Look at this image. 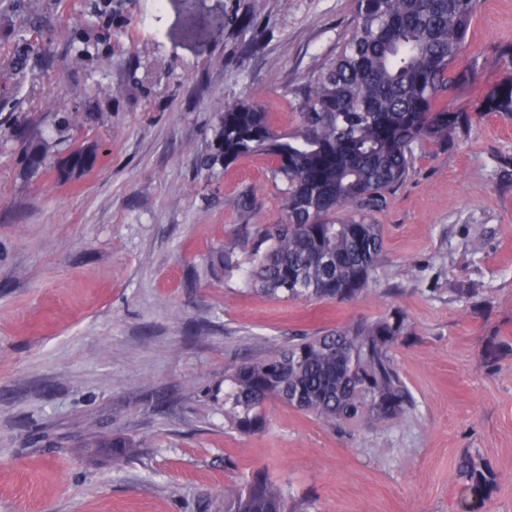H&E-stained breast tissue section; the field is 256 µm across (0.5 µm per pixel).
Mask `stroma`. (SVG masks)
I'll list each match as a JSON object with an SVG mask.
<instances>
[{
    "label": "stroma",
    "instance_id": "35a3bbf8",
    "mask_svg": "<svg viewBox=\"0 0 512 512\" xmlns=\"http://www.w3.org/2000/svg\"><path fill=\"white\" fill-rule=\"evenodd\" d=\"M355 22V0H0V512H223L258 469L316 512H457L467 453L497 475L481 512H512V117L417 151L373 213L365 298H269L245 250L224 274L225 246L284 215L269 157L197 171L216 113L247 96L289 131ZM507 44L512 0H481L459 60L478 80L444 105L512 79ZM74 112L59 152L96 147V165L29 167L28 135ZM396 308L412 417L339 431L271 402L262 432L230 428L231 365ZM114 437L135 443L119 469L97 445Z\"/></svg>",
    "mask_w": 512,
    "mask_h": 512
}]
</instances>
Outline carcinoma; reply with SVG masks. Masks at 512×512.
Returning <instances> with one entry per match:
<instances>
[{
    "mask_svg": "<svg viewBox=\"0 0 512 512\" xmlns=\"http://www.w3.org/2000/svg\"><path fill=\"white\" fill-rule=\"evenodd\" d=\"M478 0H357V24L327 65L298 89V119L287 133L248 99L224 104L209 152L210 171L258 154L275 161L271 182L286 216L251 248L248 284L272 298L354 302L370 290L382 264L383 230L372 212L410 173L426 143L446 147L466 132L474 114L512 116V81L483 97L475 112L438 106L454 86L473 80L459 70ZM80 127L74 113L58 124V138L31 141L27 159L47 163L65 133ZM86 149L70 152L59 177L87 170ZM329 257L332 264L323 259ZM411 333L395 309L375 320L297 336L265 355L245 358L224 377V416L232 429L254 434L266 425L265 406L279 402L334 429L356 421L410 416L416 401L396 364L394 349ZM126 461L134 442H97ZM457 512H480L497 476L481 460L460 461ZM286 487L258 470L224 493V512H309Z\"/></svg>",
    "mask_w": 512,
    "mask_h": 512,
    "instance_id": "obj_1",
    "label": "carcinoma"
}]
</instances>
